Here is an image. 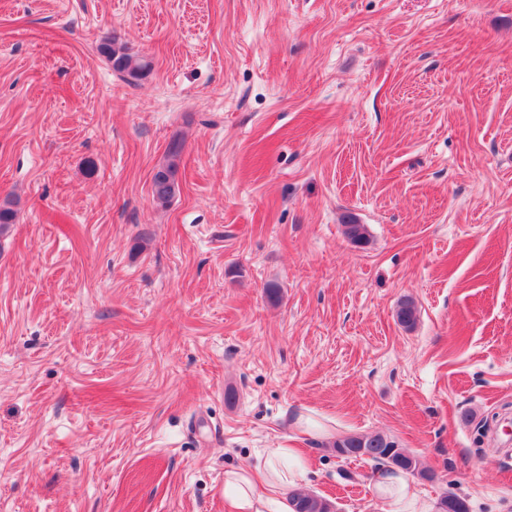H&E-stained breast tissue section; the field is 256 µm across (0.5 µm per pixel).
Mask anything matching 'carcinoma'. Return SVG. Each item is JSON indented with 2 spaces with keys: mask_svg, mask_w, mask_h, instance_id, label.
I'll return each mask as SVG.
<instances>
[{
  "mask_svg": "<svg viewBox=\"0 0 512 512\" xmlns=\"http://www.w3.org/2000/svg\"><path fill=\"white\" fill-rule=\"evenodd\" d=\"M101 50L112 69L124 76L138 78L150 70L149 61L130 53L125 46L114 41L103 44ZM180 152V142L173 141L164 161L158 165L152 176V196L161 207L169 205L179 192ZM15 220L14 201L6 197L0 201V234L7 231ZM396 317L402 326L413 327L417 321L414 302L408 299L400 302ZM333 451L336 456L345 460L369 459L391 470L403 471L424 480L431 481L435 478V473L424 466L418 457L406 452L395 439L387 435H346L336 440ZM289 504L293 512H333L330 500L300 489L291 492ZM437 512H470V508L465 497L448 490L440 496Z\"/></svg>",
  "mask_w": 512,
  "mask_h": 512,
  "instance_id": "obj_1",
  "label": "carcinoma"
}]
</instances>
